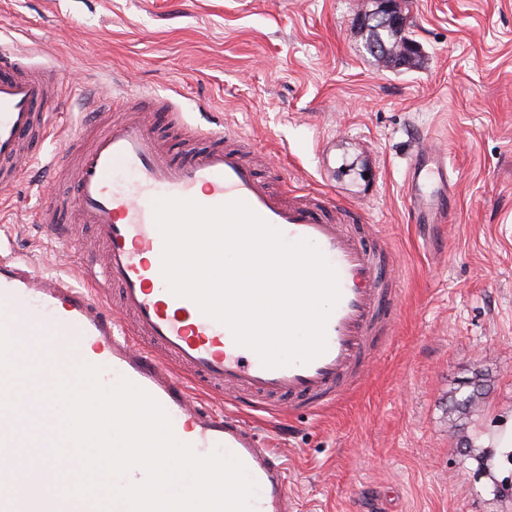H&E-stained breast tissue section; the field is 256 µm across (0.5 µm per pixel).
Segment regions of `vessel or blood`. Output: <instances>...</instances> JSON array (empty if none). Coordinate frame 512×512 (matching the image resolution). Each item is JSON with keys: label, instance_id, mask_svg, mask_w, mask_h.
<instances>
[{"label": "vessel or blood", "instance_id": "vessel-or-blood-1", "mask_svg": "<svg viewBox=\"0 0 512 512\" xmlns=\"http://www.w3.org/2000/svg\"><path fill=\"white\" fill-rule=\"evenodd\" d=\"M48 97L31 65L0 52V172L19 176L39 162L50 135ZM83 104L78 130L49 166L54 174L69 173L72 206L103 251L83 264L76 280L1 256L0 320L15 337L45 326L64 337L67 366L92 364L101 367L104 385L125 378L144 389L166 410L175 437L196 454L218 448L245 465L258 485L253 512H292L279 454L235 412L198 407L192 391L203 388L261 410L318 411L359 384L398 316L390 249L363 242L379 236V225L362 223L357 206L328 192L271 187L237 145L185 149L172 158L156 131L181 118L169 98L148 93L133 100L87 89ZM91 129L96 136L87 147ZM405 197L418 223L449 222L456 182L445 151L417 145ZM158 198L206 207L241 200L288 240L316 244L336 269L341 291L326 324L325 352L307 364L264 367L227 326L173 295L161 272L163 240L153 211ZM38 221L52 236L69 230L64 210L52 200L42 202ZM112 290L119 299L114 306Z\"/></svg>", "mask_w": 512, "mask_h": 512}]
</instances>
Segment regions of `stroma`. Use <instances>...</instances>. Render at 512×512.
<instances>
[{
    "instance_id": "1",
    "label": "stroma",
    "mask_w": 512,
    "mask_h": 512,
    "mask_svg": "<svg viewBox=\"0 0 512 512\" xmlns=\"http://www.w3.org/2000/svg\"><path fill=\"white\" fill-rule=\"evenodd\" d=\"M372 0H0V44L59 86L166 92L186 124L249 140L268 177L330 185L392 247L399 315L359 386L320 413L249 419L288 463L293 512H512V0H405L414 67L378 65L356 23ZM422 139L448 154L453 222L414 223ZM42 164L0 188V254L79 273L89 227L51 241ZM483 373L463 426L449 396ZM486 444L483 459L461 454Z\"/></svg>"
}]
</instances>
